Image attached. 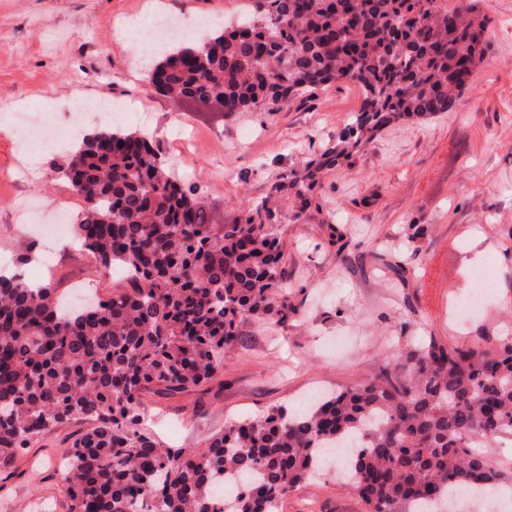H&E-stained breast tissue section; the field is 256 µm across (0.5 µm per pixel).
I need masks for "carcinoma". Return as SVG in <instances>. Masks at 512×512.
I'll list each match as a JSON object with an SVG mask.
<instances>
[{"label": "carcinoma", "mask_w": 512, "mask_h": 512, "mask_svg": "<svg viewBox=\"0 0 512 512\" xmlns=\"http://www.w3.org/2000/svg\"><path fill=\"white\" fill-rule=\"evenodd\" d=\"M489 19L473 0H257L248 16L177 44L148 71L180 107L225 117L278 109L341 81L363 107L302 173H285L231 224L180 183L152 139L101 127L53 163L83 201L74 233L127 285L76 306L50 284L0 273V456L74 419L65 438L69 512H277L288 493L348 448L338 474L367 512H443L448 488L512 485L485 450L512 434V336L399 352L381 373L274 408L191 451L140 428L148 385L190 391L224 369L250 317L295 312L284 288L282 212L384 127L448 111L483 59Z\"/></svg>", "instance_id": "cac0c4a2"}]
</instances>
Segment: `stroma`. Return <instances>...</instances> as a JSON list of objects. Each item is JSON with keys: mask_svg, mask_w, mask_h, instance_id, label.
I'll return each instance as SVG.
<instances>
[{"mask_svg": "<svg viewBox=\"0 0 512 512\" xmlns=\"http://www.w3.org/2000/svg\"><path fill=\"white\" fill-rule=\"evenodd\" d=\"M490 19L484 61L451 110L385 127L326 172L299 221L281 227L285 286L296 311L286 323L252 318L224 372L186 393L143 396L140 427L173 448L197 449L234 422L273 408L295 412L310 393L375 377L397 351L441 339L512 336V0H481ZM214 29L239 0H0V257L29 256L23 278L101 297L120 280L91 255L60 243L48 255L22 233L17 199L79 212L82 200L49 167L74 139L70 125L113 124L151 136L206 196L214 219L232 223L280 174L303 170L359 112L352 81L288 108L222 118L177 111L147 84L122 27L141 21L151 41L156 10ZM111 103L113 121L77 111ZM489 267L495 284L464 329L451 305ZM84 421L42 435L0 463V512H25L35 495L69 512L59 450ZM279 512H366L335 473L296 486Z\"/></svg>", "mask_w": 512, "mask_h": 512, "instance_id": "obj_1", "label": "stroma"}]
</instances>
